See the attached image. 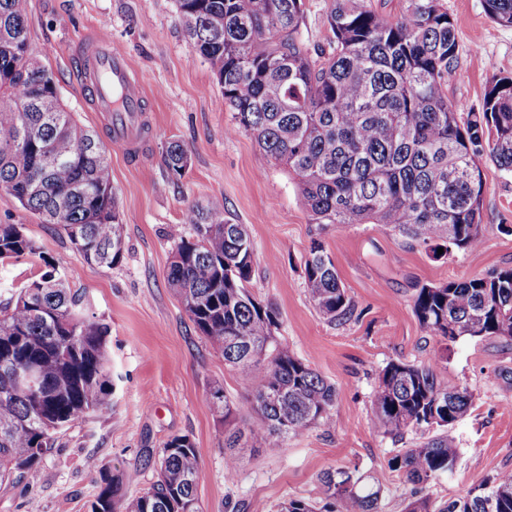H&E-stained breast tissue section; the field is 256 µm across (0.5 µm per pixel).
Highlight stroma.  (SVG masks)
I'll list each match as a JSON object with an SVG mask.
<instances>
[{"label": "stroma", "mask_w": 512, "mask_h": 512, "mask_svg": "<svg viewBox=\"0 0 512 512\" xmlns=\"http://www.w3.org/2000/svg\"><path fill=\"white\" fill-rule=\"evenodd\" d=\"M443 4L456 27L460 58L448 99L463 112H477L492 77L512 76V27L493 22L484 0ZM329 7L330 0H304L300 33L310 49L331 36ZM27 29L67 110L108 145L125 250L115 266L86 263L64 233L0 193V224L22 225L39 248L0 264V291L38 279L48 260L59 261L61 271L75 275L85 314L110 328L112 369L111 408L70 425L35 473L1 488L0 512H27L32 504L38 512H89L104 472L134 474L123 494L137 497L155 479L146 457L176 435L188 436L201 452L203 512H276L293 498L317 500L321 475L340 468L381 482V512H404L409 488L387 461L419 437L383 434L369 418L371 398L388 362L431 364L443 349L448 363L442 380L469 386L476 399L454 427L460 448L455 470L425 489L430 512L512 470V341L466 336L445 347L423 332L413 312L417 285L512 267V174L483 159L484 236L473 250L436 259L381 224L322 227L311 223L287 170H258L253 137L232 132V113L183 31L175 0H29ZM98 31L125 49L143 81L149 133L136 154L113 144L106 120L92 112L77 83L73 49ZM170 141L190 155L177 179L162 157ZM213 200L249 229L252 293L275 309V336L336 389L334 424H313L274 450L243 449L231 475L224 466V419L211 393L222 388L239 409L238 424L255 427L260 419L249 408L255 385L212 352L167 285L175 245L193 234L185 209ZM316 239L332 256L354 305L349 319L328 321L308 296L303 264Z\"/></svg>", "instance_id": "1"}]
</instances>
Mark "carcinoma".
<instances>
[{
	"instance_id": "obj_1",
	"label": "carcinoma",
	"mask_w": 512,
	"mask_h": 512,
	"mask_svg": "<svg viewBox=\"0 0 512 512\" xmlns=\"http://www.w3.org/2000/svg\"><path fill=\"white\" fill-rule=\"evenodd\" d=\"M396 18L372 0H331L329 50L311 54L300 36L303 0H176L181 26L208 65L233 112L232 132L258 146L260 167L279 164L298 181L313 224H385L438 256L482 242L481 158L512 174V77L493 79L479 112L461 117L445 89L459 68L453 20L442 0H406ZM28 0H0V191L48 217L69 198L62 230L88 263L110 268L124 252L106 145L79 141L86 133L62 105L56 81L30 65ZM488 17L512 27V0H485ZM190 157L171 141L163 161L175 178ZM42 175L38 186L31 179ZM185 222L194 240L177 244L167 282L189 295L187 315L212 350L242 378L257 382L250 406L263 427L224 437L278 448L288 435L329 422L336 390L274 337L276 313L251 292L253 256L246 225L224 204L191 205ZM20 224H0V263L36 253ZM49 270L0 302V484L34 471L56 435L112 405L108 327L83 313V295L63 275L43 288ZM309 298L330 321L353 313L333 259L319 240L304 262ZM414 313L420 327L445 342L469 337L512 340V268L463 281L422 284ZM447 357L433 365L401 360L380 372L371 415L384 433L426 434L388 460L412 485L407 512H428L421 496L432 479L454 469V425L474 405L463 385L440 380ZM37 368L41 387L15 385L17 369ZM185 435L158 453L156 479L126 499L127 473L101 474L90 512H181L196 502L201 455ZM316 502L290 499L277 512H379L383 487L346 469L323 473ZM502 492L487 507V488ZM439 512H512V472H501L446 503Z\"/></svg>"
}]
</instances>
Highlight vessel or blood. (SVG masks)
Returning <instances> with one entry per match:
<instances>
[{
    "label": "vessel or blood",
    "instance_id": "obj_1",
    "mask_svg": "<svg viewBox=\"0 0 512 512\" xmlns=\"http://www.w3.org/2000/svg\"><path fill=\"white\" fill-rule=\"evenodd\" d=\"M81 63L77 81L91 99L94 111L102 113L115 143L134 149L143 133V90L122 48L95 33L75 47Z\"/></svg>",
    "mask_w": 512,
    "mask_h": 512
}]
</instances>
